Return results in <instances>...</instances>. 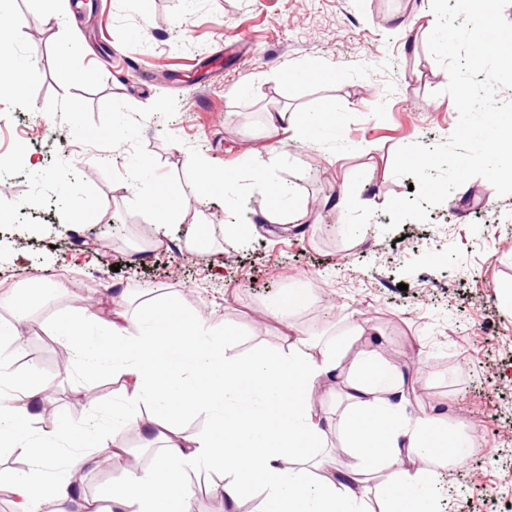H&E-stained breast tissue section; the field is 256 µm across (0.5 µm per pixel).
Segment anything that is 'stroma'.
<instances>
[{
    "label": "stroma",
    "mask_w": 512,
    "mask_h": 512,
    "mask_svg": "<svg viewBox=\"0 0 512 512\" xmlns=\"http://www.w3.org/2000/svg\"><path fill=\"white\" fill-rule=\"evenodd\" d=\"M13 10L18 23L0 64L15 55L33 62L20 88L0 97V296L16 290L32 300L25 351L1 350L0 360L20 374L40 372L54 390L36 408L33 431L96 414L85 399L89 380L61 359L52 333L64 316L105 312L119 298L137 315L173 296L186 313L227 329L226 356L246 360L287 352L291 328L269 308L300 293L292 328L343 335L350 348L340 375L366 344L379 345L390 366L423 374L409 412L437 413L451 426L469 419L467 457L439 472L437 512H456L458 499L472 496L482 512H512V194L474 177L427 221L383 231L392 218L381 202L408 196L413 182L394 176L396 150L445 140L458 122L443 92L448 74L428 50L430 0H194L188 11L183 0H13ZM67 25L84 64L103 75L96 91L71 90L92 109L108 98L136 107L177 98L172 118L142 123L145 148L185 194L174 228L129 213L131 193L99 169L107 160L125 171L129 146L81 144L45 113L63 92L50 47ZM311 67L321 79L289 80ZM327 106L336 121L320 138L267 129L268 112ZM245 155L264 162L266 181L242 166ZM192 156L236 172L234 209L200 194ZM274 187L287 193L277 211ZM78 205L95 223L74 224ZM229 222L251 225V235L225 237ZM199 224L212 235L210 250L195 246ZM345 224L369 230L357 242ZM18 253L24 266L13 261ZM75 256L86 261L81 273L64 295H46L61 259ZM311 402L328 424L321 458L350 468L340 394L325 385ZM113 438L125 456L82 477L86 498L128 467L150 468L160 452L139 426L116 427Z\"/></svg>",
    "instance_id": "obj_1"
}]
</instances>
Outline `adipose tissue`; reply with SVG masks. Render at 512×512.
Returning a JSON list of instances; mask_svg holds the SVG:
<instances>
[{"label":"adipose tissue","instance_id":"obj_1","mask_svg":"<svg viewBox=\"0 0 512 512\" xmlns=\"http://www.w3.org/2000/svg\"><path fill=\"white\" fill-rule=\"evenodd\" d=\"M98 320L87 310L58 327L66 361L90 376L111 368L126 399L113 423L136 421L146 408L150 432L164 436L150 469H130L104 487L110 512H187L189 469L223 474L214 490L229 512L252 489L263 497L262 512H435L438 469L464 458L468 422L450 427L433 414L409 415L404 376L387 366L379 348L361 352L343 386L342 427L358 465L315 478L313 453L325 432L311 395L334 377L340 340L299 332L287 354L231 361L222 333L185 314L174 299L146 309L139 320L117 306L105 335H86V326ZM45 388L36 376L0 366V458L28 460L26 469L0 478V491L9 492L16 512H41L51 496L68 503L70 512H93L75 478L111 463L122 450L104 426L85 421L32 440V410ZM201 411L211 417L209 429L182 437L181 418ZM380 471L392 481L371 484Z\"/></svg>","mask_w":512,"mask_h":512}]
</instances>
